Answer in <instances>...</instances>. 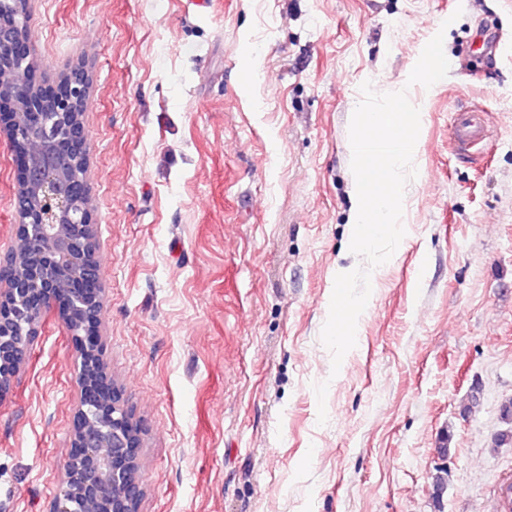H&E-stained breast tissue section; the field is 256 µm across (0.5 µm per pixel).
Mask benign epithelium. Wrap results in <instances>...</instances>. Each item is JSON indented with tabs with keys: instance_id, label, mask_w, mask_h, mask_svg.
<instances>
[{
	"instance_id": "obj_1",
	"label": "benign epithelium",
	"mask_w": 512,
	"mask_h": 512,
	"mask_svg": "<svg viewBox=\"0 0 512 512\" xmlns=\"http://www.w3.org/2000/svg\"><path fill=\"white\" fill-rule=\"evenodd\" d=\"M27 13L16 0H0V62L8 63L17 91L0 96V112L9 118L11 138L20 136L19 100L36 95L31 116L73 112L88 100L87 74L73 70L55 86L37 80L26 36ZM50 136L87 141L84 124L51 123ZM57 156H27L20 168L21 189L31 188L38 209L16 236L31 242L24 275L13 273L19 261L11 251L0 256V398L31 357L44 314L58 312L77 352L78 402L72 421V449L50 512H83L94 500L101 512H137L142 495L139 448L141 429L121 388L108 375L101 345L103 288L96 261L93 214L83 203L88 182L75 189L61 184Z\"/></svg>"
}]
</instances>
